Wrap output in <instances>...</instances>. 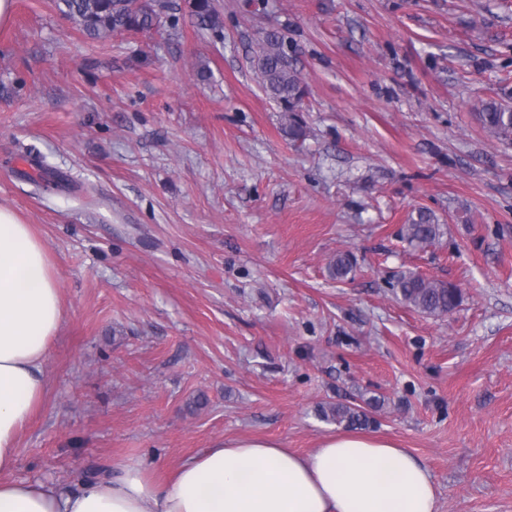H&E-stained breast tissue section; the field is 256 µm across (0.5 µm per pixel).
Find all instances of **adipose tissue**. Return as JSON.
<instances>
[{"instance_id": "obj_1", "label": "adipose tissue", "mask_w": 512, "mask_h": 512, "mask_svg": "<svg viewBox=\"0 0 512 512\" xmlns=\"http://www.w3.org/2000/svg\"><path fill=\"white\" fill-rule=\"evenodd\" d=\"M63 317L39 238L0 206V512H438L426 465L352 432L327 436L306 456L269 439L232 440L185 459L164 482L138 462L73 488L9 479Z\"/></svg>"}]
</instances>
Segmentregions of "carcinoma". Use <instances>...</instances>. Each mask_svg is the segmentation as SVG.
<instances>
[{"instance_id":"cac0c4a2","label":"carcinoma","mask_w":512,"mask_h":512,"mask_svg":"<svg viewBox=\"0 0 512 512\" xmlns=\"http://www.w3.org/2000/svg\"><path fill=\"white\" fill-rule=\"evenodd\" d=\"M63 18L78 24L92 40L102 41L115 33H143L165 28L179 10L176 0H52ZM190 17L202 29L219 31L223 22L215 0H188ZM251 61L264 92L279 107L281 130L297 142L307 137V125L300 105L308 90L296 68L295 57L288 51L283 33L266 28L250 45ZM478 121L490 134L512 140V105L490 100L482 105ZM443 225L430 211L420 209L410 223L401 228V238L414 249H424L438 242ZM356 268L350 252L341 253L330 263L329 272L336 279L349 277ZM397 299L429 316H443L461 301V291L454 284L415 272L402 274L393 285ZM328 422L345 427L366 426L370 418L360 405L330 403L319 408Z\"/></svg>"}]
</instances>
